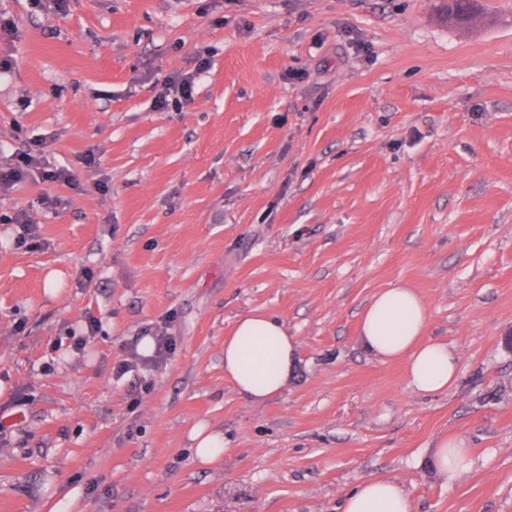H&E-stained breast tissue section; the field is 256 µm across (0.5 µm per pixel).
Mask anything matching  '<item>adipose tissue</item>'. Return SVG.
Wrapping results in <instances>:
<instances>
[{
  "label": "adipose tissue",
  "instance_id": "1",
  "mask_svg": "<svg viewBox=\"0 0 512 512\" xmlns=\"http://www.w3.org/2000/svg\"><path fill=\"white\" fill-rule=\"evenodd\" d=\"M426 319L413 288H388L363 311L360 340L381 360H405L411 386L435 394L454 383L458 364L447 345L424 341ZM297 348L282 323L259 311L247 313L224 340V375L239 395L263 403L286 388L297 364ZM344 512H410V504L396 481L370 477L347 495Z\"/></svg>",
  "mask_w": 512,
  "mask_h": 512
}]
</instances>
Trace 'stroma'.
<instances>
[{
	"label": "stroma",
	"mask_w": 512,
	"mask_h": 512,
	"mask_svg": "<svg viewBox=\"0 0 512 512\" xmlns=\"http://www.w3.org/2000/svg\"><path fill=\"white\" fill-rule=\"evenodd\" d=\"M435 2L0 0V157L45 141L77 181L0 196L39 227L19 248L0 223V414L28 400L0 512H342L369 477L411 512H512V0L469 28ZM200 50L193 102L157 110ZM400 283L458 359L448 391L358 341ZM256 310L298 340L262 405L224 377ZM161 325L167 365L115 379ZM200 423L224 434L216 463ZM444 438L470 461L451 481L429 465ZM196 442V455L203 463H212L224 453V434L206 427H196L192 432Z\"/></svg>",
	"instance_id": "1"
}]
</instances>
